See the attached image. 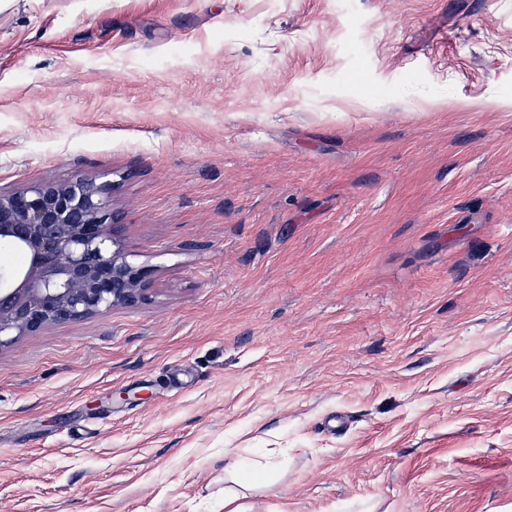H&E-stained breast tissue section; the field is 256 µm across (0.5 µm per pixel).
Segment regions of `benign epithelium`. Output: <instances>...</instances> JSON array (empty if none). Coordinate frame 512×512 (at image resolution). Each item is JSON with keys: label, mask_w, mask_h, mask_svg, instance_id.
Wrapping results in <instances>:
<instances>
[{"label": "benign epithelium", "mask_w": 512, "mask_h": 512, "mask_svg": "<svg viewBox=\"0 0 512 512\" xmlns=\"http://www.w3.org/2000/svg\"><path fill=\"white\" fill-rule=\"evenodd\" d=\"M113 182L77 176L0 191V245L24 263L0 268V349L57 323L146 297L154 268L121 242Z\"/></svg>", "instance_id": "1"}]
</instances>
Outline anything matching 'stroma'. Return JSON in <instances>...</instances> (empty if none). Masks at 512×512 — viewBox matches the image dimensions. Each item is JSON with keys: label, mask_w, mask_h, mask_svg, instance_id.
I'll list each match as a JSON object with an SVG mask.
<instances>
[{"label": "stroma", "mask_w": 512, "mask_h": 512, "mask_svg": "<svg viewBox=\"0 0 512 512\" xmlns=\"http://www.w3.org/2000/svg\"><path fill=\"white\" fill-rule=\"evenodd\" d=\"M103 173L158 272L0 349V512H512V0H14L0 190ZM270 462L262 464L258 461L228 459L224 464V480H230L240 489L255 491L266 488L270 484Z\"/></svg>", "instance_id": "obj_1"}]
</instances>
